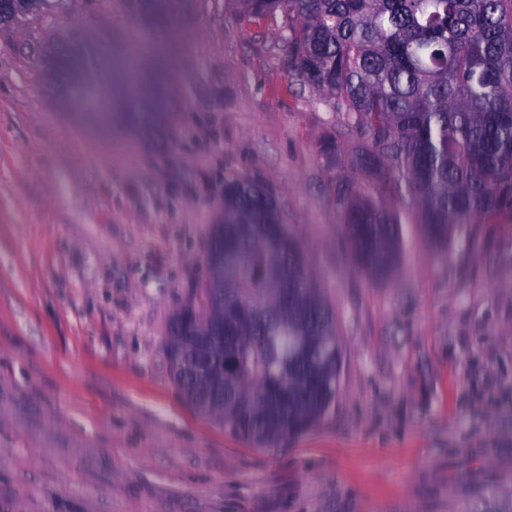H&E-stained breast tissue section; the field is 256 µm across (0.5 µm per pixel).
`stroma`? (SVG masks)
Here are the masks:
<instances>
[{
    "label": "stroma",
    "instance_id": "obj_1",
    "mask_svg": "<svg viewBox=\"0 0 512 512\" xmlns=\"http://www.w3.org/2000/svg\"><path fill=\"white\" fill-rule=\"evenodd\" d=\"M130 48L127 0L86 20ZM0 35V512H457L512 496V219L439 249L378 195L356 131L292 77L283 34L183 0L160 122L91 124ZM340 133L335 160L319 152ZM269 189L344 346L336 404L268 451L176 386L167 325L206 278L224 182ZM401 218L396 274L350 257L334 184Z\"/></svg>",
    "mask_w": 512,
    "mask_h": 512
}]
</instances>
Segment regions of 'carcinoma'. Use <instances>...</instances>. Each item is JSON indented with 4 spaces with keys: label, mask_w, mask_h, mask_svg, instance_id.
Here are the masks:
<instances>
[{
    "label": "carcinoma",
    "mask_w": 512,
    "mask_h": 512,
    "mask_svg": "<svg viewBox=\"0 0 512 512\" xmlns=\"http://www.w3.org/2000/svg\"><path fill=\"white\" fill-rule=\"evenodd\" d=\"M239 18L280 22L288 72L323 92L367 135L356 150L382 193L406 189L416 223L446 248L438 227L467 239L474 225L512 216V0H233ZM154 27V42L174 31ZM224 211V251L235 267L224 287L198 288L171 318L174 381L199 411L259 447H278L323 421L340 387L342 343L333 312L306 270L300 241L268 204L272 192L246 178ZM354 264L387 276L401 219L339 188ZM275 225L279 249L265 225ZM224 319L214 367L185 379L196 347L181 314Z\"/></svg>",
    "instance_id": "carcinoma-1"
}]
</instances>
